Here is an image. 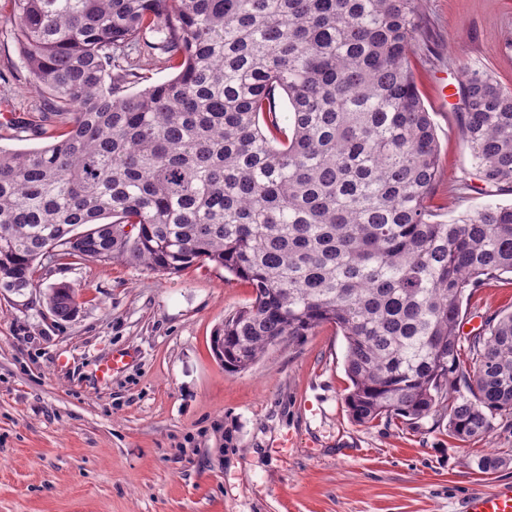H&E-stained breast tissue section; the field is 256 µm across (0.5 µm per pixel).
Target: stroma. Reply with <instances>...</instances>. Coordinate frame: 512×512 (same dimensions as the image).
I'll return each mask as SVG.
<instances>
[{
    "instance_id": "35a3bbf8",
    "label": "stroma",
    "mask_w": 512,
    "mask_h": 512,
    "mask_svg": "<svg viewBox=\"0 0 512 512\" xmlns=\"http://www.w3.org/2000/svg\"><path fill=\"white\" fill-rule=\"evenodd\" d=\"M0 0V105L51 125ZM413 71L434 123L435 221L512 203L488 194L461 141L457 95L441 79L490 71L512 87V0H422ZM449 109H442V99ZM39 287L0 289V512H465L468 496L512 485L468 458H512V418L467 442L426 417L362 425L345 396L346 341L332 325L226 371L211 337L251 302L248 284L195 264L172 274L63 260ZM76 291L67 319L46 288ZM512 308V275L465 297L464 322ZM130 353L102 377L113 352Z\"/></svg>"
}]
</instances>
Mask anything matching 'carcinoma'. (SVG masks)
Wrapping results in <instances>:
<instances>
[{"label":"carcinoma","mask_w":512,"mask_h":512,"mask_svg":"<svg viewBox=\"0 0 512 512\" xmlns=\"http://www.w3.org/2000/svg\"><path fill=\"white\" fill-rule=\"evenodd\" d=\"M11 2L66 131L0 148V288L37 287L52 259L211 262L253 289L213 337L224 368L331 324L355 422L446 417L468 441L512 417V311L460 333L466 291L512 273V204L432 221L439 146L411 67L421 0ZM157 53L176 75L130 91ZM458 97L478 178L512 184V88L467 71ZM75 296L59 284L46 303L67 317Z\"/></svg>","instance_id":"1"}]
</instances>
